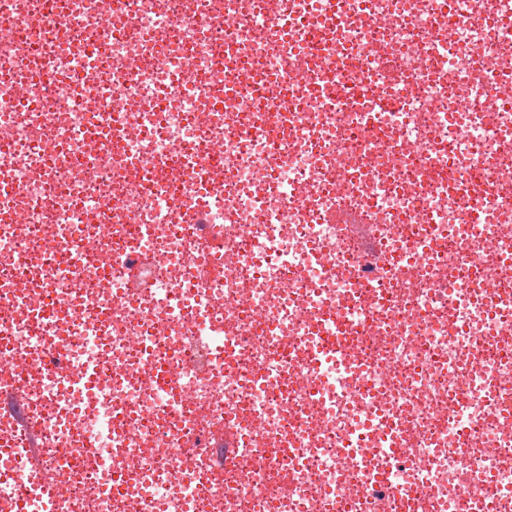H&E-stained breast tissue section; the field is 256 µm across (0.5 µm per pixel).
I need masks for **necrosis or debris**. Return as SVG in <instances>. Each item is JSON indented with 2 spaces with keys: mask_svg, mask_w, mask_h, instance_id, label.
<instances>
[{
  "mask_svg": "<svg viewBox=\"0 0 512 512\" xmlns=\"http://www.w3.org/2000/svg\"><path fill=\"white\" fill-rule=\"evenodd\" d=\"M132 2L0 0V502L512 512V0Z\"/></svg>",
  "mask_w": 512,
  "mask_h": 512,
  "instance_id": "1",
  "label": "necrosis or debris"
}]
</instances>
